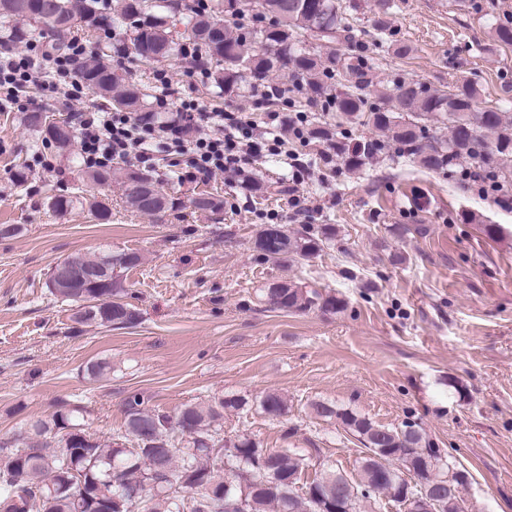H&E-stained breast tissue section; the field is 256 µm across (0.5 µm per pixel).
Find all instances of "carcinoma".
I'll use <instances>...</instances> for the list:
<instances>
[{
  "mask_svg": "<svg viewBox=\"0 0 512 512\" xmlns=\"http://www.w3.org/2000/svg\"><path fill=\"white\" fill-rule=\"evenodd\" d=\"M237 4L238 0H217L213 9L202 12L193 4L181 7L177 0H0V48L9 51L48 36L51 46L61 51L79 30L88 32L98 45L107 44L114 33L121 39L112 44L113 55L140 64L148 61L149 52L160 51L165 59L178 57L191 41L201 49L208 90L230 94L246 83L251 90L262 91L261 104L279 106L282 91L272 88V82L287 77L306 91L307 102H319L337 113L339 121L334 124H311L307 138L327 145L352 171L361 170L383 149L380 140H356L343 129L360 122L398 144L423 169L451 172L469 164L512 188V114L498 107L475 109L481 95L475 82L462 80L447 90H433L407 78L373 82L364 64L342 51L354 40L342 0H262V9L251 13ZM375 7L374 30L387 36L394 56H409L411 46L390 30V0H375ZM492 40L512 47V25H495ZM104 56L94 49L74 62L83 85L115 112H154L150 94ZM25 123L45 143L44 127L57 119L37 110L27 113ZM439 125L445 126L446 135L433 133ZM66 159L85 189L52 196L49 208L57 214L78 206L99 221L110 220L112 210L98 200L95 188L112 182L122 186L129 209L153 220L182 205L149 170L131 164L88 166L73 153ZM190 204L200 214L224 210V199L205 191L191 197ZM262 232L265 236L252 240V251L284 268L316 258L336 238L332 224H302L295 229L267 224L257 230ZM142 263L143 256L136 251L103 248L93 255L72 254L56 267L92 270L95 281L82 289L50 293L76 306L74 321L80 325L107 327L110 311L131 328L141 315L132 303L136 295L124 287L120 273ZM259 296L285 312L317 309L336 314L347 308L345 298L286 277L267 284ZM111 372L112 362L106 358L85 366L91 381ZM307 408L312 417L334 419L357 436L365 448L357 474L326 468L303 483L309 467L306 454L271 451L251 437L224 435L226 415L256 409L271 420L288 416V400L277 392L255 400L214 396L185 404L173 414L149 406L142 393L131 392L125 399L122 428L105 440L85 443L82 409L76 407L25 424L23 430L39 438L35 453H26L27 445L18 438L0 445V512H224V496L242 494L248 512H317V503L334 505L339 499L343 512H367L372 504L392 497L391 485L375 468V455L390 466L409 460L416 468L434 458L437 464L429 482L437 485L447 483L455 469L453 456L436 447L416 423L379 425L324 400H312ZM160 462L166 467L165 484L157 487ZM467 480L466 472L458 471L452 496L435 512H464L461 493Z\"/></svg>",
  "mask_w": 512,
  "mask_h": 512,
  "instance_id": "carcinoma-1",
  "label": "carcinoma"
}]
</instances>
